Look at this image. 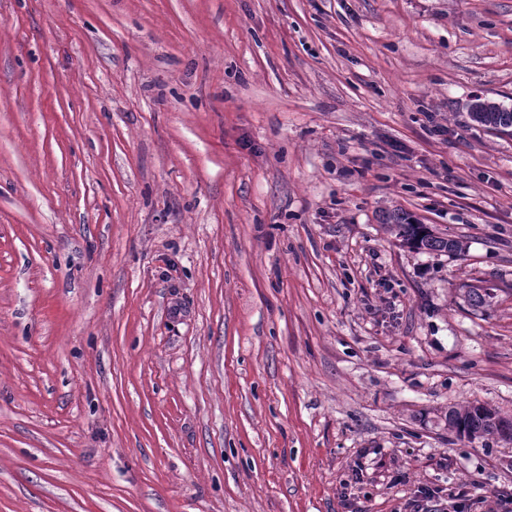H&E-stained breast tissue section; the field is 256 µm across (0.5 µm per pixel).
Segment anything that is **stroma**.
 Wrapping results in <instances>:
<instances>
[{"label": "stroma", "mask_w": 512, "mask_h": 512, "mask_svg": "<svg viewBox=\"0 0 512 512\" xmlns=\"http://www.w3.org/2000/svg\"><path fill=\"white\" fill-rule=\"evenodd\" d=\"M478 97L512 0H0V512H496L512 439L448 425L512 420ZM381 222L388 226L395 237L416 250L457 254L464 249L462 241L435 235L425 224H420L403 211H385L382 213ZM448 425L468 439L512 437V421L500 417L493 408L486 405L449 409ZM416 499L411 506L414 512H445L448 511L447 504L441 501L438 492L430 486H420L417 490Z\"/></svg>", "instance_id": "35a3bbf8"}]
</instances>
